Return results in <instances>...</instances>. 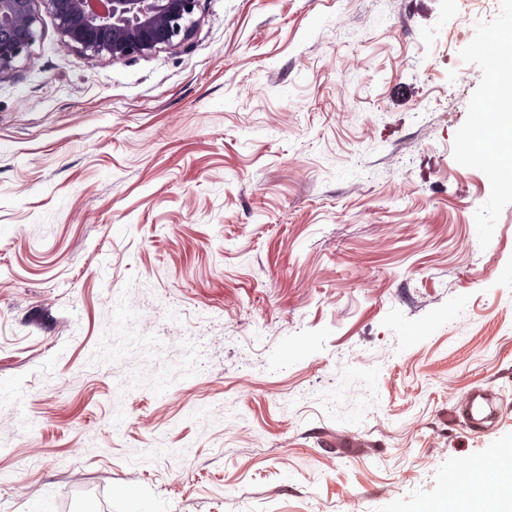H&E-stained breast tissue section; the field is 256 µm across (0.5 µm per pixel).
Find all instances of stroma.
Returning <instances> with one entry per match:
<instances>
[{"mask_svg":"<svg viewBox=\"0 0 512 512\" xmlns=\"http://www.w3.org/2000/svg\"><path fill=\"white\" fill-rule=\"evenodd\" d=\"M0 81V512H471L512 446V0H198ZM492 387L471 431L457 400ZM502 105L503 103L501 101L500 106L498 105V112L491 113L490 118L486 120V122L480 128L484 136V143L487 144L490 147V149H492L491 151H489V153L486 154V157L488 158L489 161L492 162V165L495 168L502 167L504 164L498 158V155L500 154L497 152V150H493L494 145L497 143V141L498 144L500 141H502L499 140L502 136H507L508 138L511 137L510 133L504 132L501 127L499 111L501 110Z\"/></svg>","mask_w":512,"mask_h":512,"instance_id":"1","label":"stroma"}]
</instances>
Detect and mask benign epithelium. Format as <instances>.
I'll list each match as a JSON object with an SVG mask.
<instances>
[{"label":"benign epithelium","instance_id":"1","mask_svg":"<svg viewBox=\"0 0 512 512\" xmlns=\"http://www.w3.org/2000/svg\"><path fill=\"white\" fill-rule=\"evenodd\" d=\"M36 0H0V79L37 37ZM198 0H50L68 47L114 63L175 47L196 26Z\"/></svg>","mask_w":512,"mask_h":512}]
</instances>
